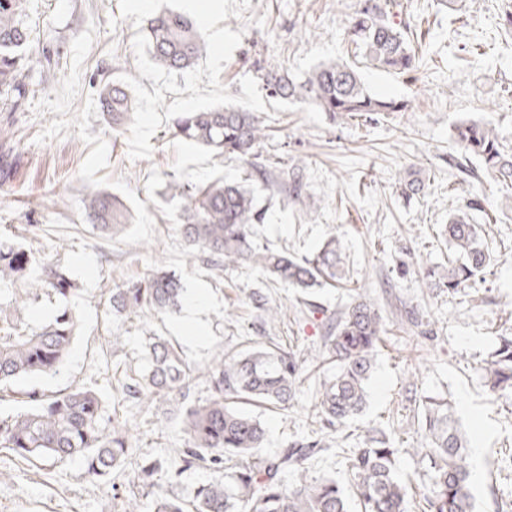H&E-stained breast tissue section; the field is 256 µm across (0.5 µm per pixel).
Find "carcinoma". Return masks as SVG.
<instances>
[{"label":"carcinoma","instance_id":"obj_1","mask_svg":"<svg viewBox=\"0 0 512 512\" xmlns=\"http://www.w3.org/2000/svg\"><path fill=\"white\" fill-rule=\"evenodd\" d=\"M26 0H0V105L12 111L28 93L21 80L29 35L21 16ZM349 36L370 65L388 72L413 71L419 54L405 31L390 23L380 3L364 0L349 25ZM147 40L153 59L162 67L182 71L207 52V44L188 16L164 11L148 21ZM261 80L270 94L301 102L340 119L372 117L400 112L406 104L373 94L358 70L342 61L314 67L295 77L275 62L260 67ZM101 111L119 127L130 119L134 101L122 81H104L97 89ZM174 136L201 145L217 157L248 159L266 137L267 126L255 113L234 106L180 113L173 123ZM451 138L466 155L477 158L483 176L479 191L448 218L450 246L448 270H426L423 278L431 292H457L471 287L476 277L499 260L489 250L471 212L485 211V185L512 191V144L496 128L477 120L454 124ZM258 176L288 196V202L306 205L305 166L295 163L279 171L256 167ZM421 170L411 169L399 181L401 196L412 199L425 194ZM167 195L180 203L177 214L181 234L206 262L218 266L248 264L289 288L303 292L324 285L334 286L345 278L344 243L336 235L325 240L312 256L297 259L286 252L258 246L253 225L263 220L252 191L239 183L215 178L185 185L169 182ZM85 220L112 234L124 225L123 208L113 196L88 190L82 199ZM32 253L21 247H0V274L26 281L22 294L14 298L25 305L41 294L66 296L73 283L52 264L42 266L41 275L28 280ZM185 288L176 274L156 267L144 283L128 288H109L112 309L122 313L150 310L158 313L179 307ZM384 323L374 305L355 299L335 318L325 321L324 350L336 363L335 374L317 391V407L325 424L337 430L363 412L368 383L375 363V349ZM75 319L67 310L36 330H26L0 316V384L42 374H54L64 364L73 341ZM147 370L130 376L122 386L137 401L157 394L176 403L187 398L189 370L180 352L169 341L153 338L149 344ZM488 390L499 398L512 399V336H503L483 360ZM209 397L190 406L182 415L186 448L181 462L186 468L225 471L185 498L173 492L152 498L148 512H351L349 498L331 475L310 479L308 455L325 447L324 438H312L299 448L275 456H264L261 448L265 428L261 421L240 408L286 406L296 390L299 365L294 352L279 343L259 342L235 355L204 368ZM27 409L0 416V448L27 462L51 458L64 463L83 458L91 477L112 470L126 471L131 455L129 427L118 423L101 427L102 401L90 387H75L55 395L36 391L23 393ZM421 447L413 449L425 473L412 472L401 478L396 472L398 449L382 429L370 431L362 447L346 453L361 512H406V503L420 492L423 512H474L472 495V440L461 429L455 409L445 397L422 399ZM163 468L153 460L133 469L134 478L145 484ZM293 472L287 484L282 475Z\"/></svg>","mask_w":512,"mask_h":512}]
</instances>
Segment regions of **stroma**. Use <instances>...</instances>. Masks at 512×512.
Segmentation results:
<instances>
[{"label":"stroma","mask_w":512,"mask_h":512,"mask_svg":"<svg viewBox=\"0 0 512 512\" xmlns=\"http://www.w3.org/2000/svg\"><path fill=\"white\" fill-rule=\"evenodd\" d=\"M381 2L423 55L412 72H386L363 59L348 36L360 0H26L22 21L31 30L32 57L23 81L29 94L17 111L0 112V127L16 132V162L0 188V242L30 250L33 272L45 262L57 266L75 290L17 309L12 300L20 282L0 280V312L31 329L65 308L76 329L59 373L13 382L0 395L1 414L22 409L26 391L94 388L104 401L103 427L128 422L133 460H164L156 486L187 497L213 480L212 471L182 469L177 450L185 440L173 402L158 396L138 407L125 396L121 379L143 372L150 339L158 336L181 352L192 371L190 399L200 403L208 396L200 369L272 338L293 349L300 374L288 408L251 409L267 430L264 454L319 433L327 447L307 460L309 476L330 474L348 489L346 450L360 447L369 431L382 426L400 450L401 470L413 471L419 399L438 394L454 404L468 432L484 430L475 512H512V471L499 465L512 456V402L490 399L478 368L498 336L512 334V219L483 225L490 246L505 259L474 288L432 296L421 275L447 264L448 216L473 190L452 164L459 155L452 126L479 120L512 142V36L500 28L512 0ZM165 10L200 22L210 49L190 69L169 71L151 56L146 26ZM329 59L356 65L374 94L407 101V110L375 121H333L267 96L257 72L273 61L301 77ZM103 79L128 83L135 102L130 121L117 130L98 108ZM221 105L264 118L269 131L255 162L220 160L174 137L176 113ZM300 161L307 167L303 208L253 174L256 163L278 170ZM412 163L423 168L427 189L406 200L396 184ZM219 175L251 186L265 212L255 227L258 245L301 257L340 235L348 287L328 286L307 300L248 267L220 272L202 262L183 240L175 222L178 205L164 191L172 179L198 184ZM90 189L108 191L127 207L123 231L108 237L85 222L81 199ZM31 224L36 233H28ZM408 250L420 270L403 275L399 262ZM160 263L182 278L180 310L114 312L108 287L139 282ZM357 296L380 310L386 332L366 408L334 431L326 428L315 399L320 381L333 372L317 360L322 319ZM195 303L202 307L198 341L179 329ZM264 304L280 308L278 321H263ZM406 306L419 308V322L406 321ZM153 495V488L120 474L90 477L79 457L33 466L0 449V512H123L127 498L147 502Z\"/></svg>","instance_id":"obj_1"}]
</instances>
